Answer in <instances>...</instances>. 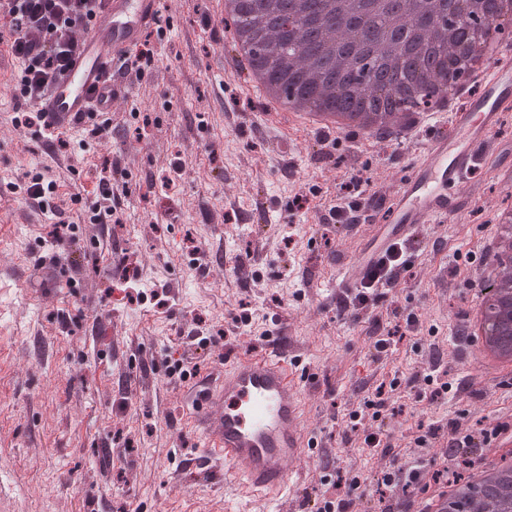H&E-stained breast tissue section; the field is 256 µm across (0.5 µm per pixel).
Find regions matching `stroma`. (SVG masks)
I'll use <instances>...</instances> for the list:
<instances>
[{
    "mask_svg": "<svg viewBox=\"0 0 512 512\" xmlns=\"http://www.w3.org/2000/svg\"><path fill=\"white\" fill-rule=\"evenodd\" d=\"M214 0H165L155 60L134 80L103 138L69 131L53 140L30 127L20 96L0 98V512H255L224 493L190 425L187 382L175 362L206 369L214 356L186 343L215 336L227 354L259 356L284 339L301 356L305 409L326 450L296 490L267 512H302L323 478L359 479L373 512L390 500L423 501L418 488L376 490L375 449L348 418L376 387L390 392L382 440L402 449L418 427L448 440V423L473 432L512 420V381L479 378L463 316L477 293L474 268L496 209L512 187L474 177L460 216L421 230V247L394 288L345 312L312 299L305 270L323 281L340 248L339 224L319 212L347 197L353 180L391 187L415 138L337 134L315 150L310 130L267 112L224 63ZM55 182L71 240L54 241L49 214L26 205L27 174ZM124 171L112 221L90 223L99 177ZM264 187L270 215L258 222ZM394 343L376 353L377 338ZM441 358L452 388L417 401L429 361Z\"/></svg>",
    "mask_w": 512,
    "mask_h": 512,
    "instance_id": "stroma-1",
    "label": "stroma"
}]
</instances>
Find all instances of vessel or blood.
Returning a JSON list of instances; mask_svg holds the SVG:
<instances>
[{
    "instance_id": "vessel-or-blood-1",
    "label": "vessel or blood",
    "mask_w": 512,
    "mask_h": 512,
    "mask_svg": "<svg viewBox=\"0 0 512 512\" xmlns=\"http://www.w3.org/2000/svg\"><path fill=\"white\" fill-rule=\"evenodd\" d=\"M164 0H101L65 73L38 103L58 130L78 128L87 112H110L128 97L119 66L152 29ZM512 111V49L491 65L479 95L450 112L447 122L407 165L392 190H367L341 215L355 239L337 254L332 283L346 302L394 244L413 246L426 224L456 216L472 193L477 168L512 162V144L495 131ZM287 351L225 358L197 373L190 387V419L209 458L220 461L236 493L266 503L281 498L305 471L319 444L306 417L300 382Z\"/></svg>"
}]
</instances>
